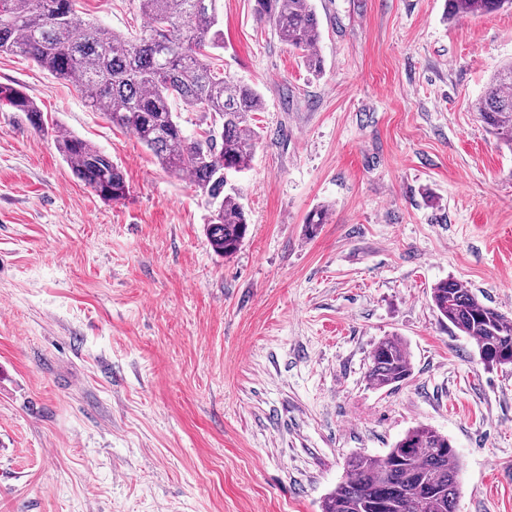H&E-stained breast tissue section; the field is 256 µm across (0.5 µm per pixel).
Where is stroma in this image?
Here are the masks:
<instances>
[{"label": "stroma", "instance_id": "obj_1", "mask_svg": "<svg viewBox=\"0 0 512 512\" xmlns=\"http://www.w3.org/2000/svg\"><path fill=\"white\" fill-rule=\"evenodd\" d=\"M313 3L319 74L257 0H218V62L265 102L252 166L230 177L249 231L228 257L187 179L73 85L0 54V84L130 190L102 199L0 108V512H321L350 457L420 424L460 454L457 512H512V366L485 367L430 300L452 277L512 318V148L475 109L512 61V10ZM77 12L147 25L137 0ZM387 336L413 375L378 390L365 372Z\"/></svg>", "mask_w": 512, "mask_h": 512}]
</instances>
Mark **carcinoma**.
<instances>
[{
  "label": "carcinoma",
  "instance_id": "1",
  "mask_svg": "<svg viewBox=\"0 0 512 512\" xmlns=\"http://www.w3.org/2000/svg\"><path fill=\"white\" fill-rule=\"evenodd\" d=\"M77 0H0V54L30 58L52 76L74 84L87 104L112 126L131 132L162 168L185 177L210 207L206 235L213 251L234 254L249 223L228 175L251 168L259 132L251 114L263 107L259 91L231 80L215 63L224 47L217 0H138L148 19L136 37L78 23ZM279 40L321 71L320 28L312 0H260ZM512 8V0H448L456 19ZM201 113L207 126L186 135L171 104ZM0 106L23 112L47 132L44 115L19 85L0 84ZM483 122L512 146V63L490 77L477 101ZM55 142L74 174L107 201L129 193L121 168L93 143L71 134ZM440 319L473 339L488 367L512 365V320L483 303L461 281L431 288ZM412 375L403 340L387 336L373 348L366 380L393 388ZM461 462L448 436L427 425L409 429L382 456L357 454L345 479L326 497L322 512H456Z\"/></svg>",
  "mask_w": 512,
  "mask_h": 512
}]
</instances>
